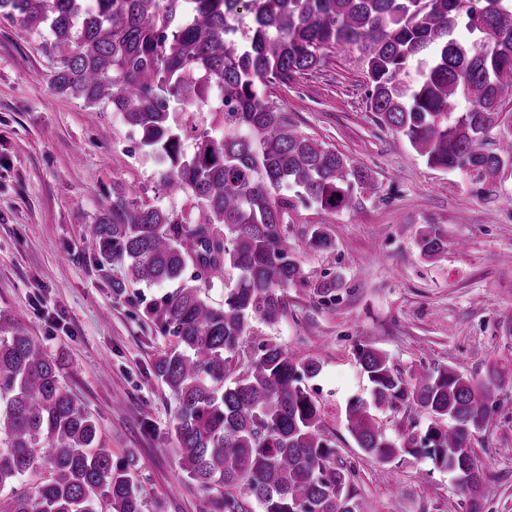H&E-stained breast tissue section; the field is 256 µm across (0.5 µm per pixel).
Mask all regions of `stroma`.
Listing matches in <instances>:
<instances>
[{
    "instance_id": "35a3bbf8",
    "label": "stroma",
    "mask_w": 512,
    "mask_h": 512,
    "mask_svg": "<svg viewBox=\"0 0 512 512\" xmlns=\"http://www.w3.org/2000/svg\"><path fill=\"white\" fill-rule=\"evenodd\" d=\"M46 37L0 15V310L61 361L66 385L98 420L113 458H134L143 512H199L169 438L175 402L152 375L171 339L139 304L165 289L113 293L123 270L102 277L84 234L111 206L114 184L178 213L186 200L161 193L163 166L120 113L53 89ZM365 85L359 52L337 49L319 70L268 90L300 131L371 169L381 193L332 216L313 206L291 212L286 230L307 284L289 289L278 324L254 329L320 361L310 386L337 462L355 470L350 489L371 512H466L467 503L429 461L406 454L384 470L356 447L342 421L347 402L369 388L355 345L385 351L405 373L421 364L466 375L504 366L501 408L473 448L484 469L485 512H512V176L491 189L427 166L367 112ZM427 224L439 225L450 244L433 260L417 246ZM319 227L330 250L308 246ZM328 275L342 286L323 296L315 285Z\"/></svg>"
}]
</instances>
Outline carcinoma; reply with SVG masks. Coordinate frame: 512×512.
<instances>
[{"label": "carcinoma", "instance_id": "cac0c4a2", "mask_svg": "<svg viewBox=\"0 0 512 512\" xmlns=\"http://www.w3.org/2000/svg\"><path fill=\"white\" fill-rule=\"evenodd\" d=\"M240 0H0V13L47 29L46 55L59 66L53 89L122 115L165 166L162 191L189 196L184 214L146 205L112 186V205L86 236L112 280L174 284L140 298L145 317L174 345L153 377L174 397L170 436L200 512H368L336 464L319 401L307 382L321 363L254 333L276 325L288 289L307 280L284 224L310 205L332 214L378 194L372 171L300 132L267 93L318 69L328 51L362 57L367 109L404 137L431 168L494 186L512 166V0H251L240 32L229 15ZM221 92L222 133L194 136L171 120L173 104ZM466 102L459 109L460 101ZM500 128L492 146L487 136ZM420 255L448 252L435 224ZM236 274L224 283L226 272ZM224 285V302L206 289ZM369 398L346 404L345 428L367 457L388 466L404 454L431 461L456 481L468 512H482L484 471L474 435L500 404L504 373L465 375L451 365L408 376L388 354L359 344ZM403 407L429 419L425 431L391 439L376 413ZM48 453H43V450ZM129 459L115 461L98 421L61 381L59 361L13 316L0 312V512H142L143 488Z\"/></svg>", "mask_w": 512, "mask_h": 512}]
</instances>
